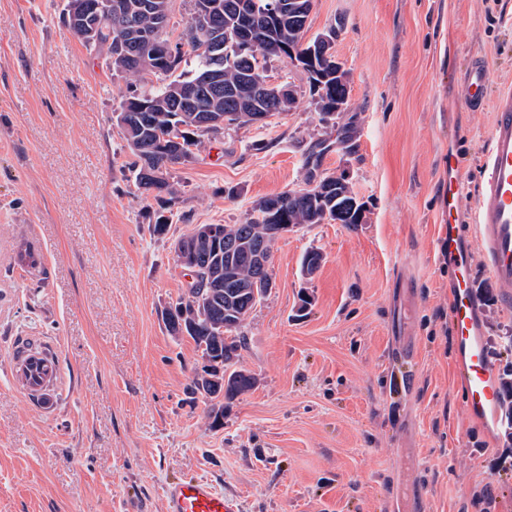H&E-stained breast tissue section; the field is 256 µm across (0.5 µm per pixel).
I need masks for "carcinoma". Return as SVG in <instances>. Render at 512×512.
I'll list each match as a JSON object with an SVG mask.
<instances>
[{"mask_svg": "<svg viewBox=\"0 0 512 512\" xmlns=\"http://www.w3.org/2000/svg\"><path fill=\"white\" fill-rule=\"evenodd\" d=\"M192 12L182 19L185 42H171L168 26L172 0H112L102 14L98 39L112 44L114 73L139 80L154 77L147 89L121 97L119 109L126 147L134 157L128 171L137 188L161 200L175 195L170 182L178 165L199 158L207 140L224 134V123L250 125L255 115L269 117L288 110L277 96L280 86L267 84V59L276 56L308 58L304 43L310 0H190ZM250 15L254 44L243 48L237 40L245 15ZM334 42L322 44L314 63L307 65L317 106L330 112L347 97L346 85L331 69ZM193 60L187 71L181 64ZM210 125L200 126L201 116ZM350 128H341L334 141H316L304 154L305 186L260 199L256 216L240 224H214L216 235L200 244L197 287L220 281L221 301L194 308L186 289L163 315L173 336L190 337L208 363L194 372L188 390L230 401L252 390L254 375L239 365L244 337L237 334L250 312L265 300L262 284L271 280L269 268L256 265L255 253L272 258V246L284 232L325 221L360 224L364 215L353 208L357 197L347 183H339L323 169L325 155L337 148L352 150ZM323 256L311 250L303 258L304 275L320 268ZM227 375L224 385L212 382Z\"/></svg>", "mask_w": 512, "mask_h": 512, "instance_id": "cac0c4a2", "label": "carcinoma"}]
</instances>
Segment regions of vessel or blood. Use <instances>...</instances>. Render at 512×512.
<instances>
[{"label": "vessel or blood", "mask_w": 512, "mask_h": 512, "mask_svg": "<svg viewBox=\"0 0 512 512\" xmlns=\"http://www.w3.org/2000/svg\"><path fill=\"white\" fill-rule=\"evenodd\" d=\"M491 74L483 57H474L460 79V96L470 109L490 110L492 121L488 148L481 160L482 180L473 203L470 223L476 245L458 239L459 194L456 159L448 161V187L443 208L448 232L438 240L452 269L449 290L458 362L467 412L487 421H498L503 405L495 368L483 339L479 299L472 290V254L480 252L491 278L502 290L504 303L512 302V87L489 95ZM165 512H238L213 482L202 477L166 484Z\"/></svg>", "instance_id": "vessel-or-blood-1"}]
</instances>
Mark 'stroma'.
<instances>
[{"instance_id": "1", "label": "stroma", "mask_w": 512, "mask_h": 512, "mask_svg": "<svg viewBox=\"0 0 512 512\" xmlns=\"http://www.w3.org/2000/svg\"><path fill=\"white\" fill-rule=\"evenodd\" d=\"M61 11L62 0H0V512H163V485L195 475L239 512H404L415 492L426 512H512V467H491L507 423L465 410L436 251L448 158L468 211L491 122L463 107L455 76L479 53L490 92L512 84V0H313L305 37L338 28L357 117L355 153L324 166L348 171L366 212L276 240L274 287L239 330L256 385L218 426L185 393L201 364L193 340L162 321L188 281L172 243L302 187L304 152L331 127L308 72L270 58L266 79L293 90V107L225 126L160 207L121 173L113 114L127 80L87 54ZM312 249L324 261L307 277ZM472 268L501 373L512 307L480 255ZM28 341L57 362L45 400L8 380ZM406 345L409 361L397 355Z\"/></svg>"}]
</instances>
